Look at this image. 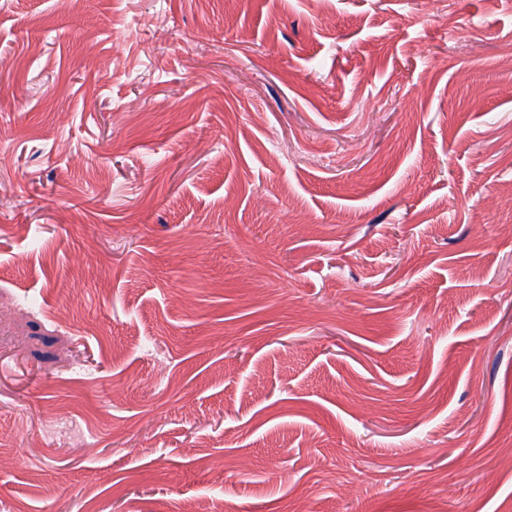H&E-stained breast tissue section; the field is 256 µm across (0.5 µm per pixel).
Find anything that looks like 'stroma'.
<instances>
[{"label":"stroma","instance_id":"obj_1","mask_svg":"<svg viewBox=\"0 0 512 512\" xmlns=\"http://www.w3.org/2000/svg\"><path fill=\"white\" fill-rule=\"evenodd\" d=\"M505 225L512 0H0V512H512Z\"/></svg>","mask_w":512,"mask_h":512}]
</instances>
